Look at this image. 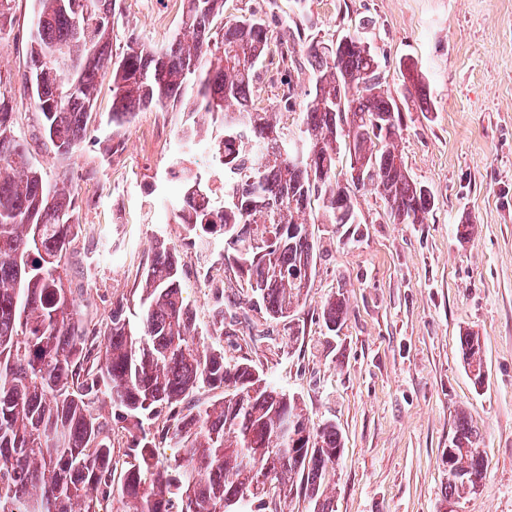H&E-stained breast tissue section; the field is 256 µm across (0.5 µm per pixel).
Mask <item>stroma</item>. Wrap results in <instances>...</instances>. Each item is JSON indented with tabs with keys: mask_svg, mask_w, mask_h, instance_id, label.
I'll use <instances>...</instances> for the list:
<instances>
[{
	"mask_svg": "<svg viewBox=\"0 0 512 512\" xmlns=\"http://www.w3.org/2000/svg\"><path fill=\"white\" fill-rule=\"evenodd\" d=\"M112 53L129 43L165 44L187 0H115ZM0 40V88L17 103V125L48 180L67 172L78 193L77 251L94 264L69 268L82 314L107 316L134 293L156 241L181 262L183 296L199 333L213 329L214 292L224 277V242L195 244L175 220L185 185L170 171L182 157L210 165L216 128L200 124L185 147L178 108H151L116 126L112 83L101 79L87 134L61 158L37 140L39 116L24 89L35 0H14ZM227 16L262 18L274 55L263 68L257 108L298 101L282 123L298 134L309 72L283 61L302 37L331 41L360 32L375 51L390 94L401 98L400 65L416 63L430 111L401 108L399 147L411 177L427 185V223L395 224L375 190L357 192L359 221L314 225L320 258L300 337L262 315L218 340L278 390L299 397L310 425L330 421L344 448L329 480L336 512H512V0H226ZM472 225L467 237L457 227ZM349 302L346 321L327 331L321 312L332 293ZM478 336L485 380L475 385L460 346ZM478 427L485 469L477 490L447 497L448 446L459 414Z\"/></svg>",
	"mask_w": 512,
	"mask_h": 512,
	"instance_id": "obj_1",
	"label": "stroma"
}]
</instances>
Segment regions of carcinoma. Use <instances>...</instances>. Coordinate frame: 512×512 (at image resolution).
<instances>
[{"label": "carcinoma", "instance_id": "carcinoma-1", "mask_svg": "<svg viewBox=\"0 0 512 512\" xmlns=\"http://www.w3.org/2000/svg\"><path fill=\"white\" fill-rule=\"evenodd\" d=\"M71 2L38 0L33 18L30 42L40 53H60L79 67L71 79L27 51L28 72L44 71L31 96L43 144L64 158L75 151L107 72L116 125L168 105L187 112L184 139L194 138L198 116L218 125L224 139L211 148L219 165L235 170V188L222 211L190 218L180 209L176 219L197 240L224 239L242 315L258 311L300 335L293 312L319 258L311 224L357 223L355 191L336 169L343 152L366 164L364 176L393 223H427L431 192L398 150L402 110L361 36L305 44L310 89L292 139L276 110L253 103L271 53L261 19L225 17L224 0H188L168 43L130 45L114 58L113 0H80L78 14ZM404 69L408 99L427 110L426 85L415 66ZM15 127L13 100L0 92V512H101L114 495L121 512H285L301 493L311 512H335L326 478L343 452L338 427L309 426L295 397L201 341L179 258L165 244L142 273L138 323L122 301L94 324L82 317L67 274L78 195L65 177L46 180ZM313 203L309 223L301 215ZM347 313L339 291L322 310L327 330L340 328ZM463 345L479 382V340L467 335ZM205 388L221 393L197 399ZM478 441L472 420L459 414L447 495L470 492L482 479ZM169 446L178 453L166 458L161 449Z\"/></svg>", "mask_w": 512, "mask_h": 512}]
</instances>
